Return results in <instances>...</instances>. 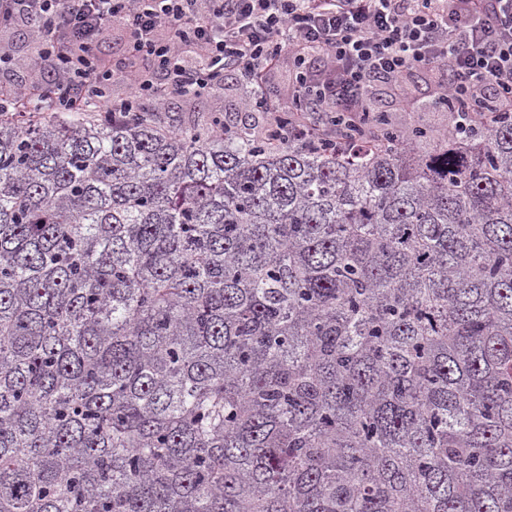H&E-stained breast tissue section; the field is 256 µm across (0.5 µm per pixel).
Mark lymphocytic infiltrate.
Here are the masks:
<instances>
[{
  "mask_svg": "<svg viewBox=\"0 0 512 512\" xmlns=\"http://www.w3.org/2000/svg\"><path fill=\"white\" fill-rule=\"evenodd\" d=\"M116 22L126 49L111 65L94 49ZM13 26L32 28L60 112L197 99L229 74L253 91L252 109L266 104L260 89L286 57L288 98L313 115L362 120L374 110L372 83L404 99L417 70L432 72L439 99L475 125L512 113V0H0V28ZM117 76L120 97L109 92Z\"/></svg>",
  "mask_w": 512,
  "mask_h": 512,
  "instance_id": "lymphocytic-infiltrate-1",
  "label": "lymphocytic infiltrate"
}]
</instances>
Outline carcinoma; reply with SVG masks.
<instances>
[{
	"mask_svg": "<svg viewBox=\"0 0 512 512\" xmlns=\"http://www.w3.org/2000/svg\"><path fill=\"white\" fill-rule=\"evenodd\" d=\"M367 123L0 114V512H512V113Z\"/></svg>",
	"mask_w": 512,
	"mask_h": 512,
	"instance_id": "obj_1",
	"label": "carcinoma"
}]
</instances>
